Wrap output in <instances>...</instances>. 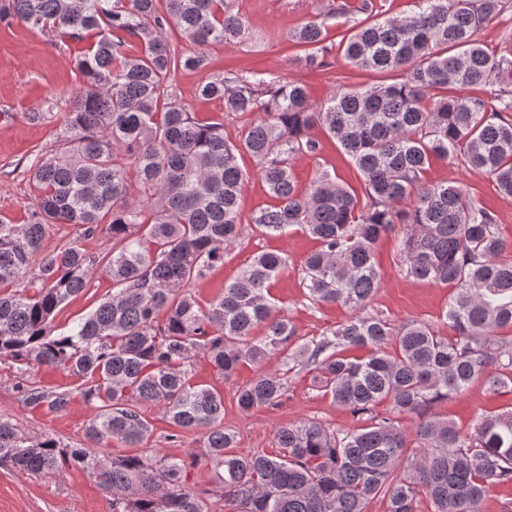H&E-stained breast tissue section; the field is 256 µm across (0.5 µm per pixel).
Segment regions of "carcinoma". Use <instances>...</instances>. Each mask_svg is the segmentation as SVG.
<instances>
[{"instance_id": "1", "label": "carcinoma", "mask_w": 512, "mask_h": 512, "mask_svg": "<svg viewBox=\"0 0 512 512\" xmlns=\"http://www.w3.org/2000/svg\"><path fill=\"white\" fill-rule=\"evenodd\" d=\"M507 2L417 0L413 13L388 16L376 0H343L289 33L307 50L305 65L322 66L328 20L362 14L338 50L351 67L393 79L340 84L313 104L302 83L276 73L210 76L198 93L220 101L224 116L262 114L234 143L224 123L196 118L173 84L177 71L209 65L194 47L246 33L224 0H0V21L98 37L76 63L85 87L64 113L56 148L29 155L33 207L22 224L0 220V360L62 368L83 381L87 403L101 402L81 448L26 437L0 417V463L44 478L80 467L111 493V512H209L208 491L186 485V460L105 454L114 440L138 448L149 439L142 405L153 404L176 429L170 438L203 431L227 512H366L377 497L388 512H417L422 495L431 512H481L489 487L512 483V408L478 416L468 434L428 410L480 380L489 395L512 391V336L500 335L512 329V260L501 259L508 244L490 210L460 185L428 184L422 174L434 159L458 160L512 197V54L479 39ZM172 26L191 48L168 42ZM473 85L493 92L458 94ZM316 125L351 158L361 191L326 173L297 189L293 161L322 151L308 136ZM244 153L275 200L251 223L272 236L297 227L317 240L302 268L308 298L352 312L306 342L294 343L269 294L286 264L276 252L254 255L206 306L188 290L239 239ZM50 224L76 231L41 255L26 285L7 291L40 255ZM394 233L406 276L451 288L440 316L450 334L364 313L381 285L374 246ZM106 236L110 251L86 247ZM97 273L112 280V295L58 330L56 311ZM349 348L367 354L350 357ZM197 353L226 379L243 363L284 355L285 371L237 390L243 412L279 405L288 365H302L315 391L367 425L342 432L300 420L277 429L276 452L239 455L224 429L223 395L193 379ZM23 397L62 411L73 393L28 386ZM383 402L391 408L382 415ZM411 415L420 421L410 455L400 417Z\"/></svg>"}]
</instances>
